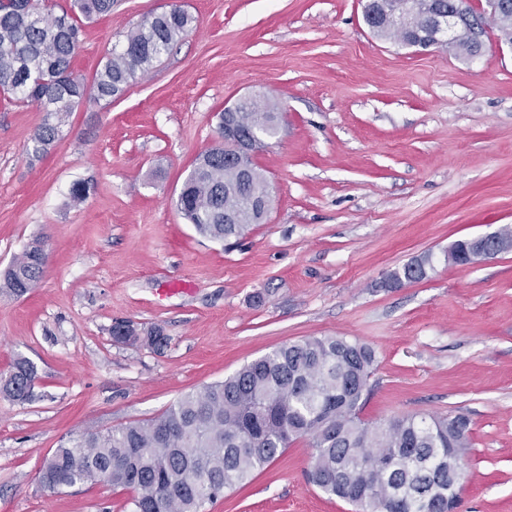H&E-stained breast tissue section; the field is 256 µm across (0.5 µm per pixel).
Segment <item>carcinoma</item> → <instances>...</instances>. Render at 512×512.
<instances>
[{
	"label": "carcinoma",
	"mask_w": 512,
	"mask_h": 512,
	"mask_svg": "<svg viewBox=\"0 0 512 512\" xmlns=\"http://www.w3.org/2000/svg\"><path fill=\"white\" fill-rule=\"evenodd\" d=\"M491 15L502 36H512V0ZM113 0H71L59 15L47 13L45 0H0V93L46 113L31 137L28 153L39 157L58 139L64 114L84 101H112L136 78L153 68L182 39L193 17L180 0L131 28L97 70L92 85L72 72L81 24L112 14ZM414 0H378L385 20L377 36H397L418 28L410 12ZM444 39L452 50L460 37L481 50L483 14L471 5ZM277 105L253 97L235 122L247 133L264 122L277 131ZM224 155L206 157L178 212L196 231L217 242L239 239L252 228L250 189ZM238 215L226 224L210 219L213 207ZM428 259L407 263L392 275L397 285L427 276ZM42 276L26 254L0 275V286L16 296L37 287ZM374 350L343 336L313 337L283 345L243 365L234 375L187 394L162 413L105 431H84L56 448L44 461L42 485L52 491L106 482L133 492L132 512H201L250 480L299 438L309 440L313 461L307 482L359 508L393 512L396 503L415 500V510L448 512L455 486L448 448L465 453L471 421L409 415L373 423L361 419ZM0 395L18 403L35 398L37 370L17 360Z\"/></svg>",
	"instance_id": "cac0c4a2"
}]
</instances>
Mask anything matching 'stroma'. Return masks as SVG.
Wrapping results in <instances>:
<instances>
[{
	"instance_id": "1",
	"label": "stroma",
	"mask_w": 512,
	"mask_h": 512,
	"mask_svg": "<svg viewBox=\"0 0 512 512\" xmlns=\"http://www.w3.org/2000/svg\"><path fill=\"white\" fill-rule=\"evenodd\" d=\"M168 0H114L84 24L74 70ZM192 28L112 102L70 112L47 154L44 113L0 94V272L33 241L37 286L0 291V376L24 358L37 400L0 397V512H131L101 483L49 491L44 458L86 430L152 418L245 363L310 337L370 345L361 416L466 414L456 512H512V252L445 260L463 236L512 225V46L478 56L375 36L361 0H182ZM263 94L284 111L254 161L274 190L264 223L229 245L176 209L218 112ZM91 186L72 205L71 185ZM431 255L425 279L383 278ZM191 284L188 294L166 283ZM169 343H119L112 327ZM299 439L204 512H355L310 485Z\"/></svg>"
}]
</instances>
